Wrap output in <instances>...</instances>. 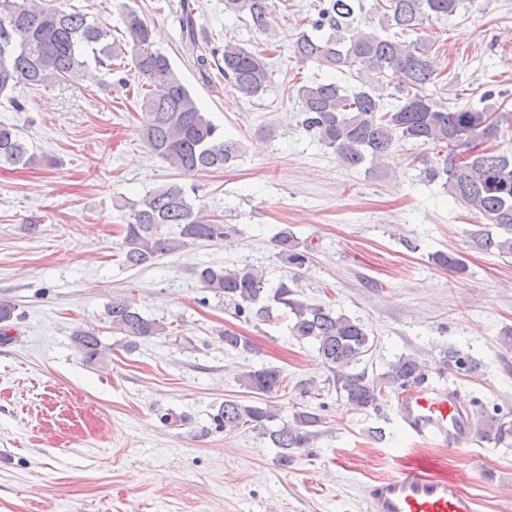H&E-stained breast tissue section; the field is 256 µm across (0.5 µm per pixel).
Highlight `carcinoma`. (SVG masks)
<instances>
[{"label": "carcinoma", "instance_id": "carcinoma-1", "mask_svg": "<svg viewBox=\"0 0 512 512\" xmlns=\"http://www.w3.org/2000/svg\"><path fill=\"white\" fill-rule=\"evenodd\" d=\"M320 0L312 27L297 37L293 57L320 69L356 72L359 86L350 90L334 79H325L297 90L301 127L324 146L336 151L346 166L365 164L377 169L385 164L400 141H413L437 149L424 155L420 176L442 186L456 201L478 211L498 229L470 233L471 245L486 252L512 255V151L502 141L512 133V113L491 102L476 109L433 97L430 85L436 76L431 66V46L411 38L425 22L454 15L463 0ZM273 0H224V9L251 28L265 32L273 14ZM155 30L133 10L116 33L99 18L69 11L53 0H0V100L20 106L18 88L47 87L56 82L90 77V65L114 70V61L131 53L137 104L144 110L141 138L149 150L186 176L220 170L238 157L239 145L224 138L200 108L169 58L155 48ZM224 65L218 71L224 82L246 98H258L272 79L269 57L260 49L224 42ZM397 80L396 102L386 108L381 92ZM41 158L30 152L11 126L0 124V166L33 168ZM237 233L234 226L218 223L194 210L185 187L179 183L158 186L132 204L119 250L124 265L137 268L181 251L195 242H220ZM277 257L285 266L302 268L311 248L284 229L275 238ZM438 267L462 275L467 265L454 252H436ZM208 291L224 298L233 314L248 322L270 321L272 307L288 320L297 340L314 343L322 364L332 373L337 394L355 410L378 411L388 397L422 382L428 366L411 355H400L387 369L370 377L356 370L371 348L370 335L358 320L335 316L325 304L299 299L297 280L282 276L272 284L254 267L203 265L195 270ZM16 307L0 302V338L8 336V323ZM112 330L138 339L165 336L168 324L144 316L128 300L116 298L105 311ZM224 349L254 353V343L237 331L221 332ZM72 341L85 362L105 356L95 332L77 329ZM442 364L450 370L469 372V356L450 348ZM245 388L266 396L280 389L282 372L263 365L242 375ZM215 428L234 430L249 426L278 449L277 461L290 466L296 454L314 447L315 430L323 418L316 410L301 407L284 420L270 405L245 404L226 399L211 417ZM486 436L498 444L512 440V420L491 417Z\"/></svg>", "mask_w": 512, "mask_h": 512}]
</instances>
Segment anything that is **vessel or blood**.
Returning <instances> with one entry per match:
<instances>
[{"label": "vessel or blood", "instance_id": "1", "mask_svg": "<svg viewBox=\"0 0 512 512\" xmlns=\"http://www.w3.org/2000/svg\"><path fill=\"white\" fill-rule=\"evenodd\" d=\"M394 408L409 432L449 451L471 446L477 437L474 403L460 389L424 382L399 394ZM366 504L368 512H478L475 497L452 480L411 470L369 485Z\"/></svg>", "mask_w": 512, "mask_h": 512}]
</instances>
